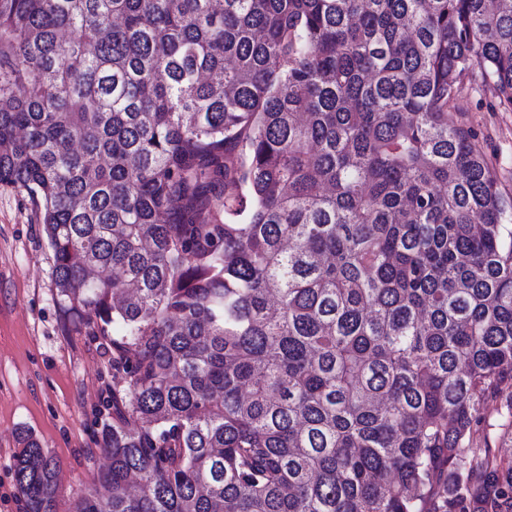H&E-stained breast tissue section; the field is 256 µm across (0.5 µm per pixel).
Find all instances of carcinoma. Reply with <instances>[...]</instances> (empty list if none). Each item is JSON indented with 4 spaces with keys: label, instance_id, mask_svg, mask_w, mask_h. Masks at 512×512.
<instances>
[{
    "label": "carcinoma",
    "instance_id": "1",
    "mask_svg": "<svg viewBox=\"0 0 512 512\" xmlns=\"http://www.w3.org/2000/svg\"><path fill=\"white\" fill-rule=\"evenodd\" d=\"M512 0H0V182L112 353L102 502L512 512ZM13 475L58 512L28 430ZM460 112H448V120L464 123L473 142L487 156L501 191L512 199V112L497 104L493 92L479 76L467 82L459 101ZM509 420L510 418L506 415H491L483 425V430L489 436L491 448H495L497 455L510 460L512 459V434L510 428L502 426L508 424Z\"/></svg>",
    "mask_w": 512,
    "mask_h": 512
}]
</instances>
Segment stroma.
Returning a JSON list of instances; mask_svg holds the SVG:
<instances>
[{"label": "stroma", "instance_id": "stroma-1", "mask_svg": "<svg viewBox=\"0 0 512 512\" xmlns=\"http://www.w3.org/2000/svg\"><path fill=\"white\" fill-rule=\"evenodd\" d=\"M506 197L512 198V112L482 80L467 82L458 110ZM53 252L27 192L0 184V512H24L11 470L16 430L35 432L60 470L61 512L98 492L95 410L112 381L111 358L86 330L65 331Z\"/></svg>", "mask_w": 512, "mask_h": 512}]
</instances>
